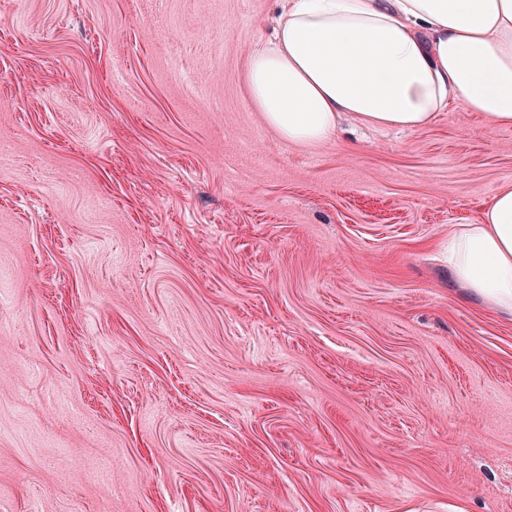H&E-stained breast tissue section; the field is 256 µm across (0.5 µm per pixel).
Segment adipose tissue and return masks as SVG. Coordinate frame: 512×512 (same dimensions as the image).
Segmentation results:
<instances>
[{
	"mask_svg": "<svg viewBox=\"0 0 512 512\" xmlns=\"http://www.w3.org/2000/svg\"><path fill=\"white\" fill-rule=\"evenodd\" d=\"M244 78L295 145L332 141L344 118L419 130L453 103L512 128V0H281ZM448 258L461 288L512 316V185L456 227Z\"/></svg>",
	"mask_w": 512,
	"mask_h": 512,
	"instance_id": "1",
	"label": "adipose tissue"
}]
</instances>
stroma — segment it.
Segmentation results:
<instances>
[{
  "instance_id": "obj_1",
  "label": "stroma",
  "mask_w": 512,
  "mask_h": 512,
  "mask_svg": "<svg viewBox=\"0 0 512 512\" xmlns=\"http://www.w3.org/2000/svg\"><path fill=\"white\" fill-rule=\"evenodd\" d=\"M275 0H0V512H512V320L444 250L512 128L280 139Z\"/></svg>"
}]
</instances>
